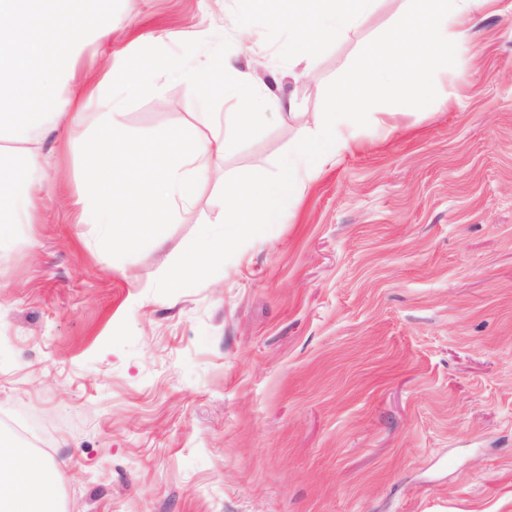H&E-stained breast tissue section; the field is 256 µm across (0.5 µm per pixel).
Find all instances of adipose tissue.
I'll return each mask as SVG.
<instances>
[{
	"instance_id": "1",
	"label": "adipose tissue",
	"mask_w": 512,
	"mask_h": 512,
	"mask_svg": "<svg viewBox=\"0 0 512 512\" xmlns=\"http://www.w3.org/2000/svg\"><path fill=\"white\" fill-rule=\"evenodd\" d=\"M376 0H248L254 18L294 30L291 56L305 60V77L315 75L316 62L328 44L355 28ZM97 18L88 28V18ZM112 0H0V251L8 249L16 225L27 223L42 187L39 138L69 111L101 99L108 88L142 83L140 72L123 64L110 66L94 84L76 81L80 38H103L110 32ZM191 86L204 94L237 98L236 133L254 138L263 132L258 111L284 110L283 100L251 90L248 75L224 86L207 84L203 70L188 74ZM58 477L57 464L26 444L0 438V512H58L49 490Z\"/></svg>"
}]
</instances>
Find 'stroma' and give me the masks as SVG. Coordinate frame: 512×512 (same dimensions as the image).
Returning a JSON list of instances; mask_svg holds the SVG:
<instances>
[{
  "instance_id": "1",
  "label": "stroma",
  "mask_w": 512,
  "mask_h": 512,
  "mask_svg": "<svg viewBox=\"0 0 512 512\" xmlns=\"http://www.w3.org/2000/svg\"><path fill=\"white\" fill-rule=\"evenodd\" d=\"M409 0H377L300 78L286 25L254 27L239 69L281 98L264 132L216 159L162 247L120 260L77 221L78 142L104 112L151 133L236 102L223 80L245 0H112L82 78L162 60L140 90L46 132L49 182L0 252V431L59 463V512H512V0L480 8L435 82L447 100L393 107L219 282L163 296L157 279L224 214L227 177L275 170L323 88Z\"/></svg>"
}]
</instances>
